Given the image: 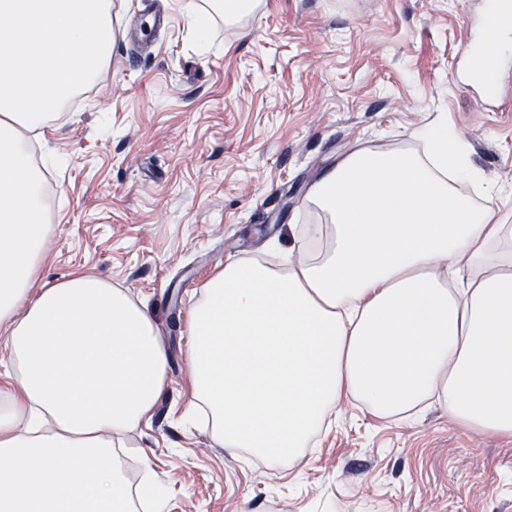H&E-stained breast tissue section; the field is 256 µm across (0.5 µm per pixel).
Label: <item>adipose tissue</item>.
Instances as JSON below:
<instances>
[{"label": "adipose tissue", "instance_id": "ef3b65f1", "mask_svg": "<svg viewBox=\"0 0 512 512\" xmlns=\"http://www.w3.org/2000/svg\"><path fill=\"white\" fill-rule=\"evenodd\" d=\"M120 27L112 0H0V512H128L114 439L166 380L145 305L85 274L32 288L52 228L24 132L99 77ZM422 142L350 151L310 191L326 223L270 243L280 266L207 282L189 360L225 448L287 465L348 397L512 438V225L455 188L483 178L447 127Z\"/></svg>", "mask_w": 512, "mask_h": 512}]
</instances>
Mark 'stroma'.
I'll return each mask as SVG.
<instances>
[{"instance_id":"35a3bbf8","label":"stroma","mask_w":512,"mask_h":512,"mask_svg":"<svg viewBox=\"0 0 512 512\" xmlns=\"http://www.w3.org/2000/svg\"><path fill=\"white\" fill-rule=\"evenodd\" d=\"M487 0H259L209 49L184 17L119 37L85 94L34 142L56 227L40 282L95 275L144 303L169 354L165 388L125 436L127 483L163 512H512V438L432 405L379 419L343 402L289 472L216 443L191 410L189 312L225 261L259 256L289 225L322 224L312 183L355 148L409 151L445 125L512 224V54L494 84L463 87L466 33Z\"/></svg>"}]
</instances>
